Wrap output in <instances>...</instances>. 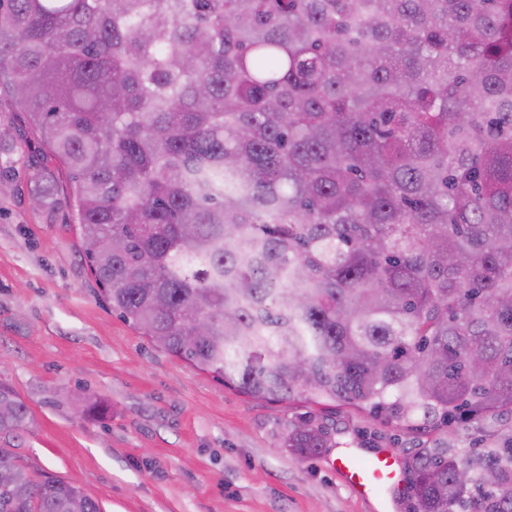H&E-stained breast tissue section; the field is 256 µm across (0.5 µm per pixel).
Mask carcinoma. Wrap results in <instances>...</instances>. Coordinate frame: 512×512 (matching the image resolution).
Returning <instances> with one entry per match:
<instances>
[{
  "label": "carcinoma",
  "instance_id": "cac0c4a2",
  "mask_svg": "<svg viewBox=\"0 0 512 512\" xmlns=\"http://www.w3.org/2000/svg\"><path fill=\"white\" fill-rule=\"evenodd\" d=\"M4 90L158 348L412 432L512 417V0H0ZM31 420L0 383V512H103L6 447ZM408 468L405 512L494 475L475 512H512V437Z\"/></svg>",
  "mask_w": 512,
  "mask_h": 512
}]
</instances>
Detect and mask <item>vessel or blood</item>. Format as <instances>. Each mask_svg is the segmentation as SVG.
Here are the masks:
<instances>
[{"instance_id":"obj_1","label":"vessel or blood","mask_w":512,"mask_h":512,"mask_svg":"<svg viewBox=\"0 0 512 512\" xmlns=\"http://www.w3.org/2000/svg\"><path fill=\"white\" fill-rule=\"evenodd\" d=\"M396 461L386 454L369 457L348 451L338 460L339 471L346 485L358 496L369 498L380 493L396 494Z\"/></svg>"}]
</instances>
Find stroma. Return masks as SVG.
Listing matches in <instances>:
<instances>
[{
	"mask_svg": "<svg viewBox=\"0 0 512 512\" xmlns=\"http://www.w3.org/2000/svg\"><path fill=\"white\" fill-rule=\"evenodd\" d=\"M51 182L42 208L31 194ZM0 383L33 420L14 441L32 476L72 482L103 512H382L336 471L355 449L398 461L442 447L461 460L512 420L409 433L343 405L253 399L157 349L113 311L83 259L69 172L21 107L0 97ZM84 391L105 415L74 413ZM313 415L333 441L311 458L275 447Z\"/></svg>",
	"mask_w": 512,
	"mask_h": 512,
	"instance_id": "obj_1",
	"label": "stroma"
}]
</instances>
